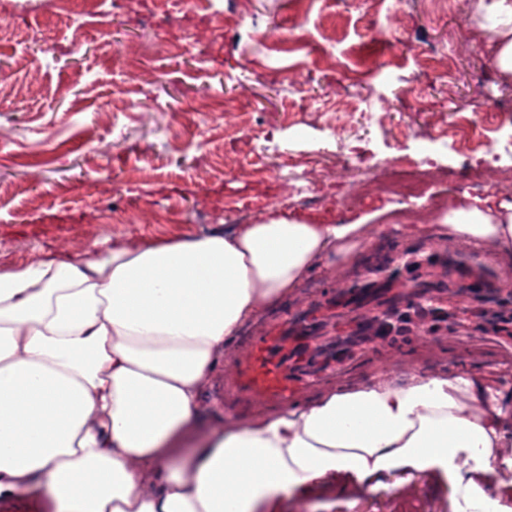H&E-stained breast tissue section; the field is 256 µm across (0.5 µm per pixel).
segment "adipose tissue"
<instances>
[{"mask_svg":"<svg viewBox=\"0 0 512 512\" xmlns=\"http://www.w3.org/2000/svg\"><path fill=\"white\" fill-rule=\"evenodd\" d=\"M490 61L512 76V0L485 7ZM443 239L512 256V204L450 211ZM372 224L288 220L199 237L105 236L0 269V500L47 512H278L331 481L445 477L454 512H512V392L488 375L414 371L225 420L200 442L202 395L240 329Z\"/></svg>","mask_w":512,"mask_h":512,"instance_id":"1","label":"adipose tissue"}]
</instances>
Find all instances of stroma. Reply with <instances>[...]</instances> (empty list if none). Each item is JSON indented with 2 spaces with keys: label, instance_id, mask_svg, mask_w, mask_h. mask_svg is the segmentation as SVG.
<instances>
[{
  "label": "stroma",
  "instance_id": "stroma-1",
  "mask_svg": "<svg viewBox=\"0 0 512 512\" xmlns=\"http://www.w3.org/2000/svg\"><path fill=\"white\" fill-rule=\"evenodd\" d=\"M5 6L0 79L20 91L0 97L1 269L105 235L252 224L267 203L303 220L382 225L356 258L264 314L275 322L404 250L436 251L434 234L404 232L415 211L437 224L463 199L512 203V77L489 61L474 0H120L96 14L79 0L64 14L49 0ZM46 41L55 57L42 58ZM430 166L441 175L419 200L371 189L389 169ZM465 334L454 322L433 342L400 338L337 382L480 373L497 355L473 350ZM259 409L218 378L201 424ZM306 512L453 506L447 481L404 471L364 493L307 495Z\"/></svg>",
  "mask_w": 512,
  "mask_h": 512
}]
</instances>
